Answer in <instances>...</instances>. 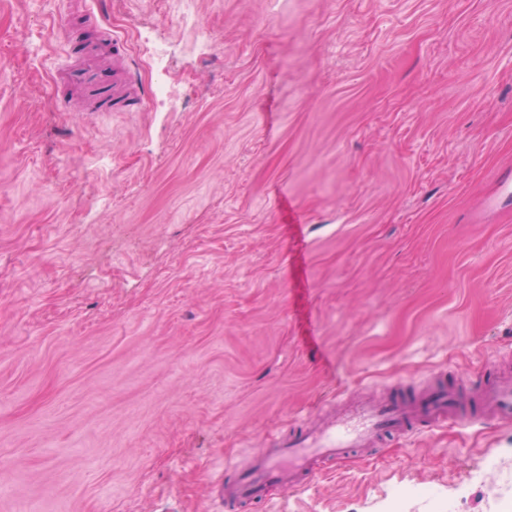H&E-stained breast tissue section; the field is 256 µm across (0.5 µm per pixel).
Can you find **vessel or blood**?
I'll list each match as a JSON object with an SVG mask.
<instances>
[{"mask_svg": "<svg viewBox=\"0 0 512 512\" xmlns=\"http://www.w3.org/2000/svg\"><path fill=\"white\" fill-rule=\"evenodd\" d=\"M69 64L51 74L55 99L79 92L99 112L138 111L143 97L132 74V58L118 33L70 44ZM462 376L437 380L424 392L349 399L326 412L320 422H301L285 434H271L248 466L220 491L225 512L263 501L272 489H298L352 453L387 440L430 431L447 424L479 420L496 426L512 423V375L486 370L478 377L474 402L461 399Z\"/></svg>", "mask_w": 512, "mask_h": 512, "instance_id": "1", "label": "vessel or blood"}]
</instances>
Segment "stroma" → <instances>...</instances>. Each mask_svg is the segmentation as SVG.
<instances>
[{"instance_id": "35a3bbf8", "label": "stroma", "mask_w": 512, "mask_h": 512, "mask_svg": "<svg viewBox=\"0 0 512 512\" xmlns=\"http://www.w3.org/2000/svg\"><path fill=\"white\" fill-rule=\"evenodd\" d=\"M61 0H0V512H224L273 432L512 368V0H97L138 112L56 105ZM200 18L196 44L178 23ZM178 108L154 106L151 47ZM476 421L242 512H512Z\"/></svg>"}]
</instances>
